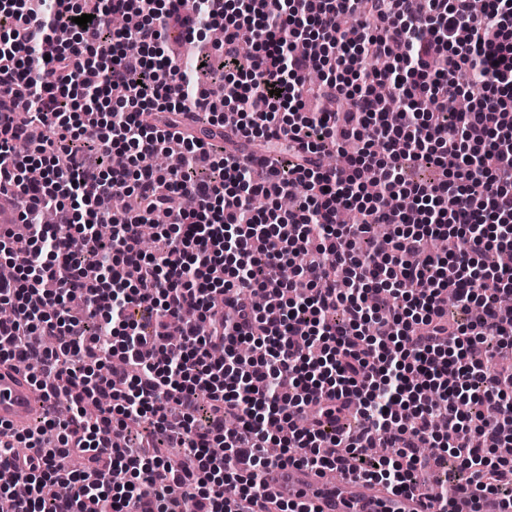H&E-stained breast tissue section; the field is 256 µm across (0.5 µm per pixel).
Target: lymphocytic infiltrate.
Wrapping results in <instances>:
<instances>
[{"label":"lymphocytic infiltrate","instance_id":"1","mask_svg":"<svg viewBox=\"0 0 512 512\" xmlns=\"http://www.w3.org/2000/svg\"><path fill=\"white\" fill-rule=\"evenodd\" d=\"M84 12L73 0H0V192L18 193L30 244L19 253L0 235L15 271L0 279V303L14 309L0 320V361L31 362L46 401L74 403L67 417L0 428V496L27 488L13 512H295L263 499L270 468L337 470L401 493L417 488L426 446L462 470L435 495L437 512H455L465 487L512 512V457L501 452L512 445V371L494 362L512 348V313L497 302L512 294V266L481 261L512 249V0H488L479 15L472 0H108L82 27ZM114 13L131 25L111 29ZM171 23L189 38L223 27V43L201 55L224 57L219 97L173 66ZM59 29L73 42L57 43ZM304 39L323 55L300 56ZM382 56L391 67L372 69ZM313 68L345 115L307 110ZM463 68L480 93L451 123L440 104L469 94ZM183 112L215 126L233 115L247 141L272 146L267 183L245 159L179 138ZM361 124L374 140L347 171L323 166L325 143ZM116 150L127 166L108 164ZM160 152L171 158L162 171L148 164ZM447 153L455 165L440 178H406L408 165ZM297 184L303 198L281 208ZM131 195L143 205L134 215L100 204ZM349 209L363 222L340 224ZM157 212L164 246L147 254L141 226ZM379 224L390 240L375 238ZM441 236L460 248L435 253ZM363 240L372 249L360 254ZM80 251L97 277L83 275ZM298 256L300 289L279 275ZM447 293L476 319L449 323ZM243 343L264 352L240 357ZM350 397L354 427L341 422ZM464 401L492 418L460 412ZM136 422L181 459L132 452ZM377 442L391 452L369 459ZM76 453L89 460L78 471L67 465Z\"/></svg>","mask_w":512,"mask_h":512}]
</instances>
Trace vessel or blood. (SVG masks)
<instances>
[{
  "instance_id": "b4317fda",
  "label": "vessel or blood",
  "mask_w": 512,
  "mask_h": 512,
  "mask_svg": "<svg viewBox=\"0 0 512 512\" xmlns=\"http://www.w3.org/2000/svg\"><path fill=\"white\" fill-rule=\"evenodd\" d=\"M47 407L25 373L0 364V424L24 428ZM262 493L267 499L313 507L314 512H432L423 493L394 494L383 484L354 476L329 481L318 470L293 465L271 468Z\"/></svg>"
}]
</instances>
